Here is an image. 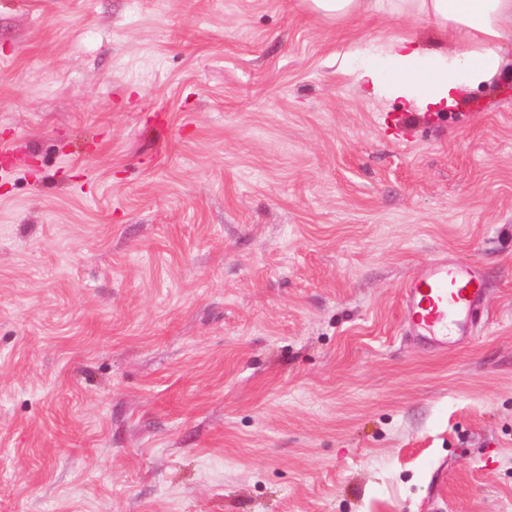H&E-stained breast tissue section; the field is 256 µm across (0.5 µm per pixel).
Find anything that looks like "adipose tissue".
<instances>
[{
  "label": "adipose tissue",
  "mask_w": 512,
  "mask_h": 512,
  "mask_svg": "<svg viewBox=\"0 0 512 512\" xmlns=\"http://www.w3.org/2000/svg\"><path fill=\"white\" fill-rule=\"evenodd\" d=\"M309 13L330 21L384 15L425 20L450 35L449 45L425 47L408 34L357 41L343 60L368 94L400 99L420 111L454 106L467 92L490 82L512 40V0H300Z\"/></svg>",
  "instance_id": "ef3b65f1"
}]
</instances>
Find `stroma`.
Masks as SVG:
<instances>
[{
	"instance_id": "1",
	"label": "stroma",
	"mask_w": 512,
	"mask_h": 512,
	"mask_svg": "<svg viewBox=\"0 0 512 512\" xmlns=\"http://www.w3.org/2000/svg\"><path fill=\"white\" fill-rule=\"evenodd\" d=\"M298 0H0V512H512V43L442 112ZM465 260L470 339L409 333ZM485 296L484 279L463 260L436 259L402 291L415 336L448 349L449 336H468L470 316Z\"/></svg>"
}]
</instances>
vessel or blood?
Wrapping results in <instances>:
<instances>
[{
	"instance_id": "obj_1",
	"label": "vessel or blood",
	"mask_w": 512,
	"mask_h": 512,
	"mask_svg": "<svg viewBox=\"0 0 512 512\" xmlns=\"http://www.w3.org/2000/svg\"><path fill=\"white\" fill-rule=\"evenodd\" d=\"M485 296L484 279L462 260L436 259L402 291L411 328L437 349L470 331V316Z\"/></svg>"
}]
</instances>
